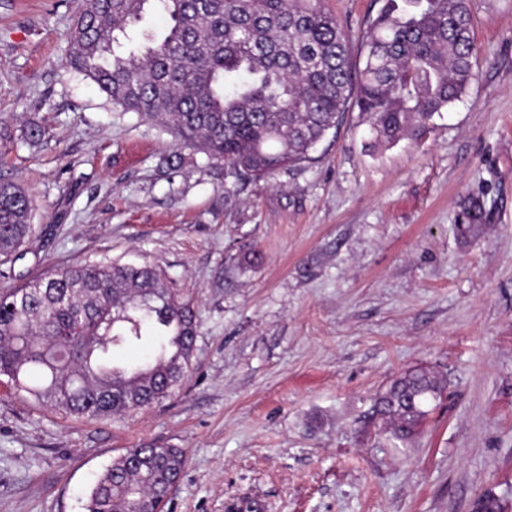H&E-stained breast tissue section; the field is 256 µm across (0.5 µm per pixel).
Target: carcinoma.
<instances>
[{
    "instance_id": "cac0c4a2",
    "label": "carcinoma",
    "mask_w": 512,
    "mask_h": 512,
    "mask_svg": "<svg viewBox=\"0 0 512 512\" xmlns=\"http://www.w3.org/2000/svg\"><path fill=\"white\" fill-rule=\"evenodd\" d=\"M149 9L160 32L137 29ZM359 64L322 0H80L65 64L121 112L155 122L178 147L224 166L237 181L296 166L347 112L358 110L369 146L392 147L465 93L478 62L468 0H384L359 36ZM462 236L477 234L481 204L465 206ZM34 201L0 179V257H17L38 233ZM160 336L151 357L121 352ZM196 314L148 265L54 267L0 292V379L66 416L106 419L169 396L188 373ZM447 384L410 370L374 408L405 442ZM186 456L131 448L91 486L85 512H164ZM473 512H504L482 494Z\"/></svg>"
}]
</instances>
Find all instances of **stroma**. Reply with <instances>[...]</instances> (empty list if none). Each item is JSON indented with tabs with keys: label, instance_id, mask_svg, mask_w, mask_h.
<instances>
[{
	"label": "stroma",
	"instance_id": "stroma-1",
	"mask_svg": "<svg viewBox=\"0 0 512 512\" xmlns=\"http://www.w3.org/2000/svg\"><path fill=\"white\" fill-rule=\"evenodd\" d=\"M358 35L383 0H325ZM76 0H0V178L40 231L0 263V290L76 262L147 264L197 314L179 389L76 419L0 388V512H83L114 458L182 449L164 512H512V0H469L476 76L461 101L374 151L358 112L309 161L228 196L173 137L116 111L65 65ZM31 122L50 137L20 141ZM482 231L460 237L464 203ZM447 397L409 443L372 416L405 372Z\"/></svg>",
	"mask_w": 512,
	"mask_h": 512
}]
</instances>
